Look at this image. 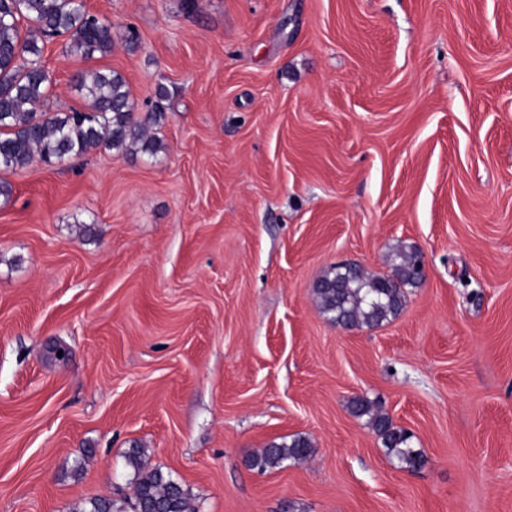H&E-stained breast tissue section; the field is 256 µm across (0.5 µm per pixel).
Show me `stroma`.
Listing matches in <instances>:
<instances>
[{
  "label": "stroma",
  "mask_w": 512,
  "mask_h": 512,
  "mask_svg": "<svg viewBox=\"0 0 512 512\" xmlns=\"http://www.w3.org/2000/svg\"><path fill=\"white\" fill-rule=\"evenodd\" d=\"M85 7L116 43L48 42L46 111L112 69L162 148L0 171V512L130 497L132 448L198 512H512V0ZM402 245L428 276L395 319L320 312L332 266ZM350 406L354 416L368 417V425L381 437L387 454L395 459L401 467L414 470L424 464L425 459L422 452L412 447V435L405 430L393 427L388 417L374 413L372 405L367 399L354 398ZM311 443L304 437H297L290 443L272 442L259 453L252 455L250 466L260 471L282 468L288 460L300 461L310 458L314 453Z\"/></svg>",
  "instance_id": "1"
}]
</instances>
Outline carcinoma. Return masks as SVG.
<instances>
[{
	"instance_id": "cac0c4a2",
	"label": "carcinoma",
	"mask_w": 512,
	"mask_h": 512,
	"mask_svg": "<svg viewBox=\"0 0 512 512\" xmlns=\"http://www.w3.org/2000/svg\"><path fill=\"white\" fill-rule=\"evenodd\" d=\"M40 36H65V53L88 60L109 54L114 44L112 25L88 13L77 0H0V171L36 160L52 164L99 148L156 155L160 144L146 128L157 125L163 112H135L126 80L117 71L95 69L78 76V89L88 101L85 110L51 116L42 111L52 82L42 65ZM418 265L419 253L413 247L399 253L390 276H368L357 264L337 265L319 279L314 293L322 312L336 325L374 328L404 308L405 288L421 281ZM351 412L368 417L387 454L401 467L414 470L424 464L422 452L412 447V435L373 412L367 399H353ZM313 453L304 437L272 442L252 455L250 466L273 470ZM127 463L134 470L130 506L94 498L76 512H197L181 483L147 466L143 449H131Z\"/></svg>"
}]
</instances>
